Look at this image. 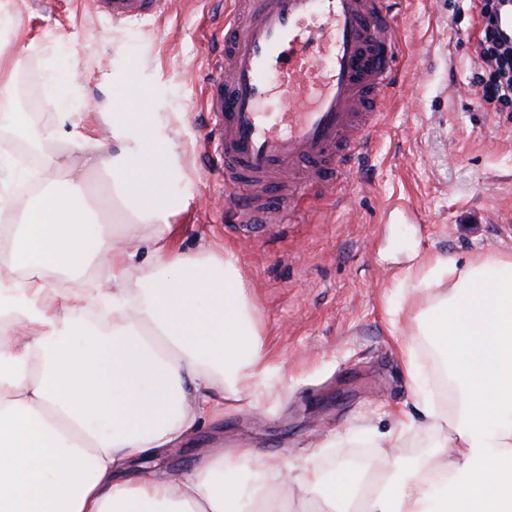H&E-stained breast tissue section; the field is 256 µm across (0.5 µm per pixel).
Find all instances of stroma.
<instances>
[{
    "mask_svg": "<svg viewBox=\"0 0 512 512\" xmlns=\"http://www.w3.org/2000/svg\"><path fill=\"white\" fill-rule=\"evenodd\" d=\"M476 3L394 0L392 23L404 38L400 82L347 204L320 201L297 223L254 234L230 222L201 108L224 0H173L169 15L120 27L92 0H0L11 28L0 43L39 104L29 119L61 131L55 150L64 169L82 171L100 221H121L100 167L112 143V85L103 73L126 67L131 97L155 123L172 126L189 175L168 184L181 202L172 240L187 251L214 241L234 250L266 355L282 368L259 408L232 407L200 424L149 469L184 474L202 454L241 444L292 464L313 456L327 465L346 452L374 457L398 411L420 398L438 402L428 357L435 344L417 334L415 316L449 286L416 290L403 275L427 256L462 267L487 253L512 254V112L486 110L474 91ZM86 118L100 144L84 153L68 133ZM64 169L42 180L30 167H0V193H16L19 208L37 193L64 190ZM18 208L0 213V225L20 223ZM395 326L414 353L417 381L407 377Z\"/></svg>",
    "mask_w": 512,
    "mask_h": 512,
    "instance_id": "obj_1",
    "label": "stroma"
}]
</instances>
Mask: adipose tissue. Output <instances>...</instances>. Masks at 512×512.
Wrapping results in <instances>:
<instances>
[{
    "instance_id": "ef3b65f1",
    "label": "adipose tissue",
    "mask_w": 512,
    "mask_h": 512,
    "mask_svg": "<svg viewBox=\"0 0 512 512\" xmlns=\"http://www.w3.org/2000/svg\"><path fill=\"white\" fill-rule=\"evenodd\" d=\"M107 166L130 215L120 231L91 222L81 175L40 195L18 224L0 225V512H243L240 459L272 489L259 512H512V254L464 267L422 259L407 281L451 282L420 314L458 390L457 410L419 413L444 439L413 464L384 454L382 484L366 473L295 466L250 448L202 457L161 478L138 461L166 451L224 410L213 397L262 405L279 369L268 361L256 308L233 251L169 241L167 184L179 143L119 93ZM149 259L135 264L133 246ZM96 264L88 280L79 274ZM72 274V287L51 278Z\"/></svg>"
}]
</instances>
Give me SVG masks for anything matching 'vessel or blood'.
<instances>
[{"mask_svg": "<svg viewBox=\"0 0 512 512\" xmlns=\"http://www.w3.org/2000/svg\"><path fill=\"white\" fill-rule=\"evenodd\" d=\"M114 23L171 0H94ZM390 0H231L202 88L221 177L244 229L339 200L389 105L402 40Z\"/></svg>", "mask_w": 512, "mask_h": 512, "instance_id": "vessel-or-blood-1", "label": "vessel or blood"}]
</instances>
